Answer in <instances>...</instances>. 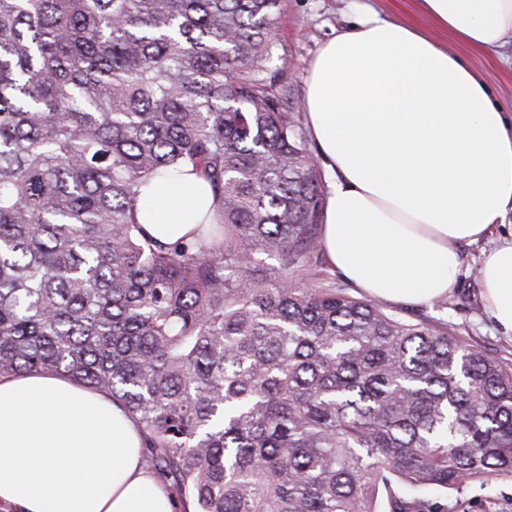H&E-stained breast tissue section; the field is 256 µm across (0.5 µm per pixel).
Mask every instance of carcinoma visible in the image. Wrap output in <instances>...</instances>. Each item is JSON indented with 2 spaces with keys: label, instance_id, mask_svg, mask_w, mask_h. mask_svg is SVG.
Instances as JSON below:
<instances>
[{
  "label": "carcinoma",
  "instance_id": "cac0c4a2",
  "mask_svg": "<svg viewBox=\"0 0 512 512\" xmlns=\"http://www.w3.org/2000/svg\"><path fill=\"white\" fill-rule=\"evenodd\" d=\"M278 19L0 0V377L110 395L183 512H448L436 494L512 477V370L323 269L324 181L267 67ZM187 168L212 215L166 244L142 188Z\"/></svg>",
  "mask_w": 512,
  "mask_h": 512
}]
</instances>
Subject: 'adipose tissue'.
<instances>
[{"instance_id": "ef3b65f1", "label": "adipose tissue", "mask_w": 512, "mask_h": 512, "mask_svg": "<svg viewBox=\"0 0 512 512\" xmlns=\"http://www.w3.org/2000/svg\"><path fill=\"white\" fill-rule=\"evenodd\" d=\"M455 50L360 14L309 66L304 113L332 181L322 247L372 298L431 304L456 283L462 247L498 243L478 267L486 310L512 337V116L467 64L512 43V0H418ZM149 235H191L213 207L194 175L152 185ZM111 397L57 374L0 378V512H174Z\"/></svg>"}]
</instances>
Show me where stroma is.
Masks as SVG:
<instances>
[{
  "label": "stroma",
  "mask_w": 512,
  "mask_h": 512,
  "mask_svg": "<svg viewBox=\"0 0 512 512\" xmlns=\"http://www.w3.org/2000/svg\"><path fill=\"white\" fill-rule=\"evenodd\" d=\"M359 12H375L392 21L427 31L442 45H450L447 32L424 15L417 0H281L278 39L280 49L269 67L284 73L291 89L290 103L301 107L305 77L319 48ZM468 65L479 72L504 111L512 113V46L498 53L468 52ZM495 245L487 239L463 249L462 265L454 290L433 304L393 306L398 316L415 319L429 316L447 323L451 332L472 338L479 347L512 369V338L501 335L483 303L478 265ZM448 512H512V479L488 485L463 483L449 491Z\"/></svg>",
  "instance_id": "1"
}]
</instances>
